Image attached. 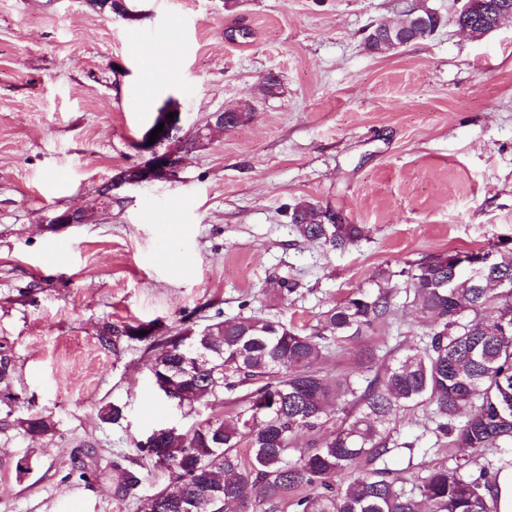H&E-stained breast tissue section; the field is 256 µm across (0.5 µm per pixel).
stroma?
Instances as JSON below:
<instances>
[{"mask_svg":"<svg viewBox=\"0 0 512 512\" xmlns=\"http://www.w3.org/2000/svg\"><path fill=\"white\" fill-rule=\"evenodd\" d=\"M416 4L438 30L374 54L366 35L402 19L406 0H129L128 18L86 0H0V351L17 398L0 409V512H141L169 477L146 472L114 498V466L136 441L231 414L225 395L190 413L165 404L144 343L103 347V325L174 333L188 316L254 313L312 325L388 269L391 314L318 363L360 378L368 352L424 337L407 264L512 242V20L474 38L454 22L456 0ZM244 102L251 119L183 153L174 177L113 190L111 211L89 222L43 223L140 162L136 144L166 104L185 136ZM302 199L364 237L344 251L297 238L288 208ZM112 404L122 419L102 421ZM31 412L53 432L19 430ZM430 417L399 423L414 445L405 486L457 453ZM85 456L87 479L74 466Z\"/></svg>","mask_w":512,"mask_h":512,"instance_id":"obj_1","label":"stroma"}]
</instances>
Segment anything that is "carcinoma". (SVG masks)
<instances>
[{"label": "carcinoma", "instance_id": "1", "mask_svg": "<svg viewBox=\"0 0 512 512\" xmlns=\"http://www.w3.org/2000/svg\"><path fill=\"white\" fill-rule=\"evenodd\" d=\"M253 107L224 110V129L247 121ZM326 208L296 202L289 215L297 236L343 251L364 236L359 224L323 223ZM411 304L429 320L423 346L403 349L361 379L331 377L314 367L330 355L328 337L349 340L371 331L392 311V288L355 291L297 327L261 315L189 325L174 334L154 323L103 327L99 341L127 337L153 352L152 384L169 404L193 410L228 393L238 410L188 430L162 426L153 446L121 469L113 486L130 497L150 464L173 488L144 503V512H497L487 472L471 473L489 448H512V247L450 250L403 271ZM145 335H140V332ZM432 410V432L463 454L425 471L407 491L398 476L394 438L404 414ZM336 430L319 432L334 414ZM17 425L31 436L53 429L30 413ZM308 436L304 447L298 446ZM246 444V460L238 448Z\"/></svg>", "mask_w": 512, "mask_h": 512}]
</instances>
